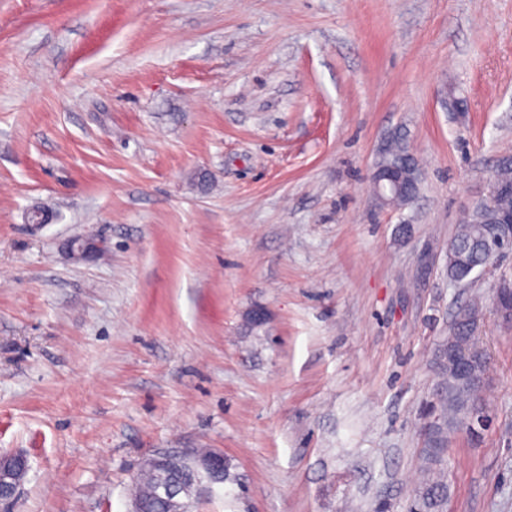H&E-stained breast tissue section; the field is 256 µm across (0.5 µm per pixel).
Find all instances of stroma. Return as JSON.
Listing matches in <instances>:
<instances>
[{"label":"stroma","instance_id":"obj_1","mask_svg":"<svg viewBox=\"0 0 512 512\" xmlns=\"http://www.w3.org/2000/svg\"><path fill=\"white\" fill-rule=\"evenodd\" d=\"M396 140L401 209L371 189ZM504 154L512 0H0L10 512H131L171 448L229 465L190 512H407L430 468L443 512H512V253L446 273ZM476 296L490 426L440 453L435 353ZM387 161L391 162L390 166L401 169L407 176L411 175V169L417 164V159L410 156L409 153L401 146L394 145L389 151ZM412 171L413 179L419 180V165ZM495 299L493 311L505 325L512 327V282L501 278L494 289ZM28 460L22 454L0 455V487H7L6 491L0 489V505L12 501L18 493L28 471Z\"/></svg>","mask_w":512,"mask_h":512}]
</instances>
